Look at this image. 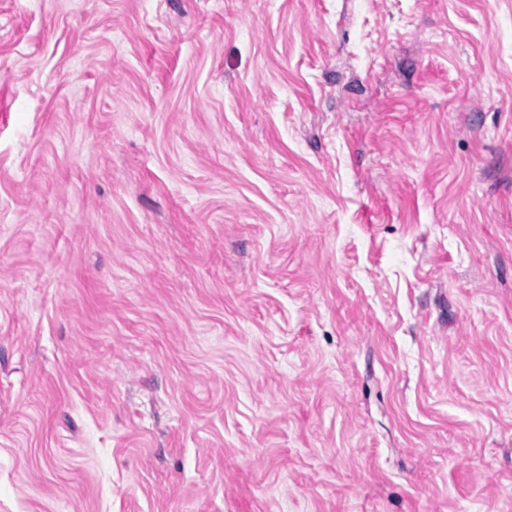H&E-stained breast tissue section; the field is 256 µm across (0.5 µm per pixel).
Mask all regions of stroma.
Here are the masks:
<instances>
[{
	"label": "stroma",
	"instance_id": "1",
	"mask_svg": "<svg viewBox=\"0 0 512 512\" xmlns=\"http://www.w3.org/2000/svg\"><path fill=\"white\" fill-rule=\"evenodd\" d=\"M0 512H512V0H0Z\"/></svg>",
	"mask_w": 512,
	"mask_h": 512
}]
</instances>
